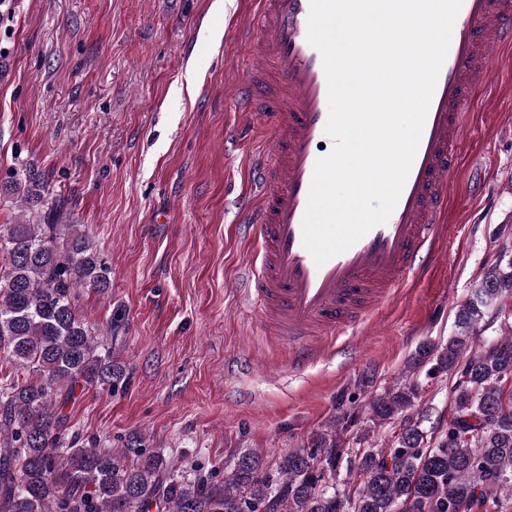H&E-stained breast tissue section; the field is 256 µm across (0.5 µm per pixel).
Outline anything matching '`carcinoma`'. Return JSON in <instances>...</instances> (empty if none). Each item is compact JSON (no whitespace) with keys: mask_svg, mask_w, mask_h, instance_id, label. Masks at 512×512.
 Returning <instances> with one entry per match:
<instances>
[{"mask_svg":"<svg viewBox=\"0 0 512 512\" xmlns=\"http://www.w3.org/2000/svg\"><path fill=\"white\" fill-rule=\"evenodd\" d=\"M12 192L43 204L40 183L14 174ZM46 208L37 221L0 231V353L27 373L0 384V512H466L473 498H512V321L474 350L493 306L512 299V255L500 256L457 313L456 335L421 344L405 372L365 405L336 413L326 431L267 465L254 451L231 457L224 483L196 482L158 453L124 462L105 448L58 450L77 388L116 377L112 351L77 310L79 290L104 294L111 269L78 224ZM454 380L448 428L434 433L409 414L414 375ZM389 444L373 432L395 420ZM347 479L336 485L341 463Z\"/></svg>","mask_w":512,"mask_h":512,"instance_id":"obj_1","label":"carcinoma"}]
</instances>
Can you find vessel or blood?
Segmentation results:
<instances>
[{"label":"vessel or blood","instance_id":"vessel-or-blood-1","mask_svg":"<svg viewBox=\"0 0 512 512\" xmlns=\"http://www.w3.org/2000/svg\"><path fill=\"white\" fill-rule=\"evenodd\" d=\"M254 64L235 94L268 132L253 156L243 221L259 246L250 293L288 366H308L322 340L363 334L399 291L438 258L460 147L495 51L512 50V0H463L408 178L387 222L316 265L302 223L315 164L326 156L328 84L307 39L310 0H254Z\"/></svg>","mask_w":512,"mask_h":512}]
</instances>
